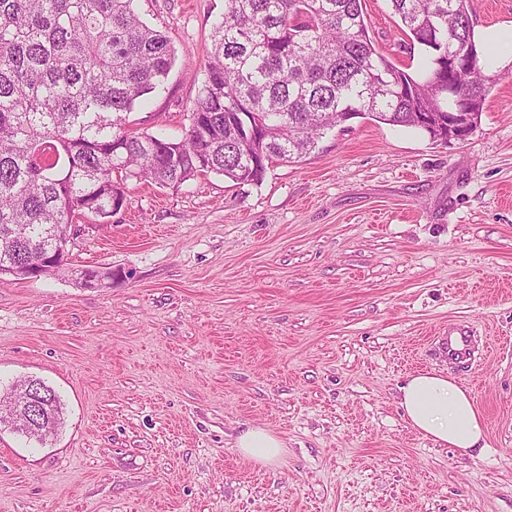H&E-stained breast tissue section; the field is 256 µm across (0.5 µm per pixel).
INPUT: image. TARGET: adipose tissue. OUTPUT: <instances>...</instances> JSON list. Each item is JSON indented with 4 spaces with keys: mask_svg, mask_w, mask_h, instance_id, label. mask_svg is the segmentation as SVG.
<instances>
[{
    "mask_svg": "<svg viewBox=\"0 0 512 512\" xmlns=\"http://www.w3.org/2000/svg\"><path fill=\"white\" fill-rule=\"evenodd\" d=\"M399 391L406 420L435 444L467 455L487 448L483 419L472 396L453 378L419 372L409 377ZM237 446L244 457L268 467L275 465L284 452L282 442L259 427L241 432Z\"/></svg>",
    "mask_w": 512,
    "mask_h": 512,
    "instance_id": "ef3b65f1",
    "label": "adipose tissue"
}]
</instances>
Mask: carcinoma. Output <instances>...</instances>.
Here are the masks:
<instances>
[{
  "label": "carcinoma",
  "instance_id": "carcinoma-1",
  "mask_svg": "<svg viewBox=\"0 0 512 512\" xmlns=\"http://www.w3.org/2000/svg\"><path fill=\"white\" fill-rule=\"evenodd\" d=\"M389 2L419 72L378 50L362 0H224L189 123L162 138L126 128L175 62L136 0H0V274L57 252L51 273L64 271L66 226L88 212L109 221L130 178L257 184L269 161L304 157L357 117L427 133L422 113L448 114V55L466 48L455 81L478 99V122L491 77L470 0ZM32 382L50 398L29 422L51 436L59 395Z\"/></svg>",
  "mask_w": 512,
  "mask_h": 512
}]
</instances>
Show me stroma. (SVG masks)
<instances>
[{"label": "stroma", "instance_id": "35a3bbf8", "mask_svg": "<svg viewBox=\"0 0 512 512\" xmlns=\"http://www.w3.org/2000/svg\"><path fill=\"white\" fill-rule=\"evenodd\" d=\"M138 10L176 59L130 125L173 136L224 0ZM365 12L418 69L388 0ZM491 72L464 141L356 118L257 184L130 179L70 247L112 284L0 275V382L41 378L65 408L46 444L0 432V512H512V58ZM454 325L461 364L437 349ZM428 370L469 390L487 449L405 420L399 388ZM251 426L283 442L276 466L240 453Z\"/></svg>", "mask_w": 512, "mask_h": 512}]
</instances>
